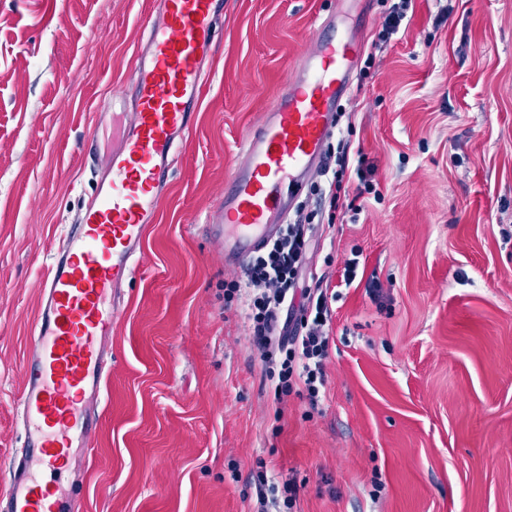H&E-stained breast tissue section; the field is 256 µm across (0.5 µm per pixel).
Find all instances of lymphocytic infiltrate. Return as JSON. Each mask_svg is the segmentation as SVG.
<instances>
[{"label": "lymphocytic infiltrate", "mask_w": 512, "mask_h": 512, "mask_svg": "<svg viewBox=\"0 0 512 512\" xmlns=\"http://www.w3.org/2000/svg\"><path fill=\"white\" fill-rule=\"evenodd\" d=\"M314 213L298 214L264 250L252 255L246 277L253 290L249 306L252 339L263 358L280 354L277 394L303 383L310 400L325 385L332 296L322 287L297 289L308 250Z\"/></svg>", "instance_id": "lymphocytic-infiltrate-1"}]
</instances>
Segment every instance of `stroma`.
Returning a JSON list of instances; mask_svg holds the SVG:
<instances>
[{
	"mask_svg": "<svg viewBox=\"0 0 512 512\" xmlns=\"http://www.w3.org/2000/svg\"><path fill=\"white\" fill-rule=\"evenodd\" d=\"M224 0L198 122L119 294L96 446L79 512H512V0ZM153 0H0V475L24 431L16 399L37 284L94 188L84 145L126 85ZM365 11L369 63L335 132L351 179L309 254L337 288L325 391L284 397L225 296L203 226L247 134L315 29ZM367 181V182H368ZM358 256L351 287L340 285Z\"/></svg>",
	"mask_w": 512,
	"mask_h": 512,
	"instance_id": "stroma-1",
	"label": "stroma"
}]
</instances>
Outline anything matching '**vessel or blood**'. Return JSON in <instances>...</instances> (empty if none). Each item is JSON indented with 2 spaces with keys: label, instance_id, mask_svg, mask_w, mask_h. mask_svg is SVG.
<instances>
[{
  "label": "vessel or blood",
  "instance_id": "vessel-or-blood-1",
  "mask_svg": "<svg viewBox=\"0 0 512 512\" xmlns=\"http://www.w3.org/2000/svg\"><path fill=\"white\" fill-rule=\"evenodd\" d=\"M224 0H158L132 61L134 93L112 145L95 150V192L51 255L17 408L25 445L9 469L0 512H76L64 476L94 446L112 368L116 296L132 279L177 150L192 132L214 55ZM365 45L322 22L270 112L248 134L241 161L205 226L236 268L279 232L308 177L321 169Z\"/></svg>",
  "mask_w": 512,
  "mask_h": 512
}]
</instances>
